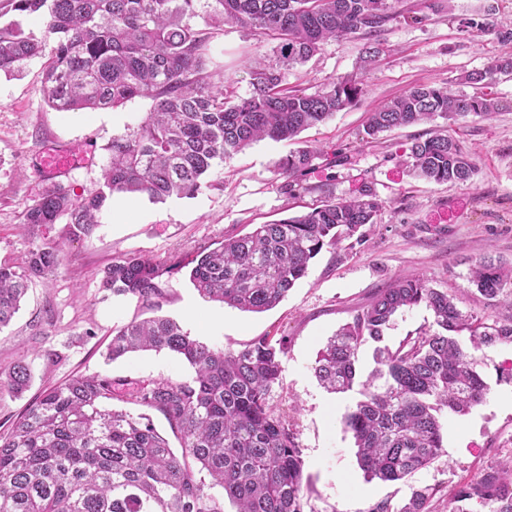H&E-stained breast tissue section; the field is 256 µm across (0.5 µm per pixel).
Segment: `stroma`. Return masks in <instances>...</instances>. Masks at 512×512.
Wrapping results in <instances>:
<instances>
[{"instance_id":"1","label":"stroma","mask_w":512,"mask_h":512,"mask_svg":"<svg viewBox=\"0 0 512 512\" xmlns=\"http://www.w3.org/2000/svg\"><path fill=\"white\" fill-rule=\"evenodd\" d=\"M400 9L381 33L380 53L371 65L363 64L365 41L356 36L328 40L306 64L283 70L286 87L308 93L351 77L362 87L356 103L297 140L252 145L225 161L222 185L191 198L153 202L114 196L90 237H66L61 223L42 229V240L63 246L65 266L35 279L20 311L0 329V372L21 358L33 372L22 397L0 395V433L44 389L77 374L129 383L191 377L189 365L166 351L105 360L113 328L150 315L136 300L103 288L102 271L113 258L138 254L161 262L188 260L224 236L368 189L382 203L375 224L364 227L361 236L324 249L275 308L249 313L209 301L181 271L162 278L160 315L177 320L191 336L232 351L257 336L287 337L282 383L269 404L297 433L312 488L306 512H369L379 501L400 503L424 487L435 492L431 512H448L459 485L512 456V410L499 404L512 393V380L500 375L502 367L512 364V345L474 352L475 367L489 386L484 402L463 416L444 413V455L398 482L365 478L344 426L356 395L327 393L313 373L327 339L399 277L425 276L433 288L454 296L465 313L512 319V307L490 306L469 282L470 267L480 257L512 265V76L476 86L460 81L506 52L495 31L512 28V0H403ZM468 19L475 20V27L463 28ZM256 49L270 54L272 43L259 30L236 24L225 25L212 42L213 64L236 81L239 94L249 92L244 61ZM44 63L34 57L19 73L0 75V265H19L32 247L20 226L26 208L54 185L76 199L97 192L108 162L106 144L136 127L150 108L149 99L137 98L115 109L56 111L41 93ZM423 85L485 93L498 108L488 119L438 117L364 140L368 112ZM438 130L469 153L475 165L470 182L439 184L410 173V145ZM305 145L317 147L318 155L295 186H288L277 164ZM62 147L77 153L88 148L92 155L86 162L75 160L65 176L56 177L41 159ZM51 352L58 353L57 362L48 361Z\"/></svg>"}]
</instances>
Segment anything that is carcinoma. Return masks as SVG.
<instances>
[{
  "instance_id": "carcinoma-1",
  "label": "carcinoma",
  "mask_w": 512,
  "mask_h": 512,
  "mask_svg": "<svg viewBox=\"0 0 512 512\" xmlns=\"http://www.w3.org/2000/svg\"><path fill=\"white\" fill-rule=\"evenodd\" d=\"M200 0H5L3 10L37 16L43 34L14 24L0 28V73L47 57L41 87L59 112L117 108L151 100L140 124L112 137L99 191L75 200L51 187L28 206L22 224L30 236L65 221L72 237H90L97 213L112 196L141 195L156 202L193 197L221 182L224 161L260 140L286 141L353 104L362 92L350 78L305 93L283 86L281 69L307 62L330 38L376 37L398 15L401 0H214L203 18ZM234 23L260 29L276 42V63L261 54L247 61L251 90L232 91L224 72L209 69L213 29ZM512 75V53L464 76L479 84ZM498 103L486 95L420 86L370 113L365 137L421 123L490 117ZM316 150L305 146L278 164L293 178L310 169ZM413 175L435 183H467L474 164L453 138L435 134L409 147ZM381 202L369 190L349 200H326L312 211L259 224L250 233L207 245L190 261L199 294L244 312L278 305L307 274L310 262L367 224ZM62 245L39 242L19 266H0V329L19 311L29 283L57 273ZM182 262L162 264L131 254L103 270L102 287L150 309L164 296L162 277ZM469 282L485 298L512 306V267L491 257L472 264ZM432 313L431 329L392 349L387 331L406 308ZM373 346L374 367L363 371L360 348ZM512 345V320L462 312L448 293L423 276L397 279L340 327L317 353L314 375L327 391L358 390L346 414L366 478L403 480L443 453L445 410L465 415L489 390L472 352ZM285 338L258 336L237 351L210 346L175 320L156 316L112 330L105 358L167 350L194 371L182 381L127 384L100 374L51 387L0 433V512H305L309 480L297 434L269 406L281 383ZM23 359L0 377V394L19 396L32 381ZM133 403L164 416L179 435L181 454L145 414L116 409ZM219 487L222 495L209 490ZM432 493L389 500L369 512H430ZM449 512H512V457L485 467L460 486Z\"/></svg>"
}]
</instances>
